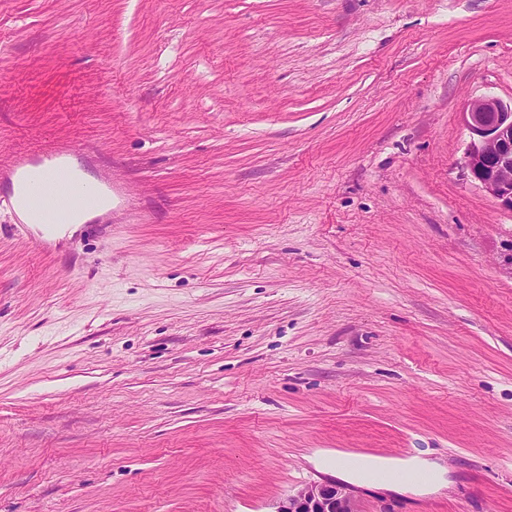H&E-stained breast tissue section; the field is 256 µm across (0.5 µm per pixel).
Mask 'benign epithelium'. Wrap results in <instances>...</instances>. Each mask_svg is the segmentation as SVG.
<instances>
[{
  "label": "benign epithelium",
  "mask_w": 512,
  "mask_h": 512,
  "mask_svg": "<svg viewBox=\"0 0 512 512\" xmlns=\"http://www.w3.org/2000/svg\"><path fill=\"white\" fill-rule=\"evenodd\" d=\"M470 141L465 167L499 204L512 211V103L492 96L471 100L463 112ZM276 512H358L350 490L310 482L280 502Z\"/></svg>",
  "instance_id": "1"
}]
</instances>
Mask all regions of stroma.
Returning <instances> with one entry per match:
<instances>
[{
    "label": "stroma",
    "instance_id": "35a3bbf8",
    "mask_svg": "<svg viewBox=\"0 0 512 512\" xmlns=\"http://www.w3.org/2000/svg\"><path fill=\"white\" fill-rule=\"evenodd\" d=\"M0 73V160L113 185L47 252L0 204V512H512V212L463 122L512 102V0H0ZM275 512H358L350 490L334 482H310L288 495Z\"/></svg>",
    "mask_w": 512,
    "mask_h": 512
}]
</instances>
